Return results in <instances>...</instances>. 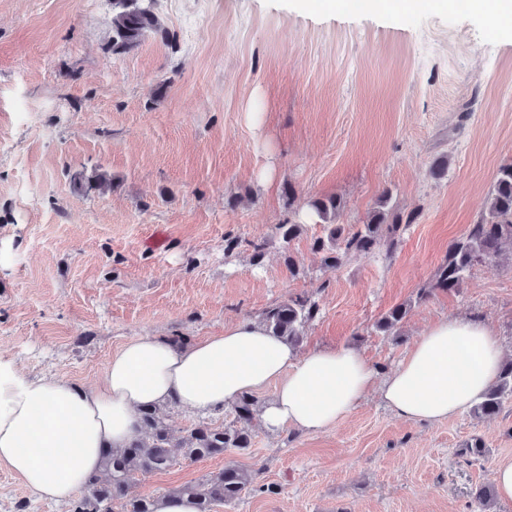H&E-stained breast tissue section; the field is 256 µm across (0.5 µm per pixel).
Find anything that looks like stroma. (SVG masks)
<instances>
[{
  "label": "stroma",
  "instance_id": "obj_1",
  "mask_svg": "<svg viewBox=\"0 0 512 512\" xmlns=\"http://www.w3.org/2000/svg\"><path fill=\"white\" fill-rule=\"evenodd\" d=\"M153 9L163 34L116 55L112 0H0V354L81 385L135 337L194 342L308 295L320 312L302 353L347 346L385 373L432 323L471 316L512 356L511 264H479L457 290L418 297L512 163V22L456 0H389L385 18L325 0ZM100 174L108 188L79 187ZM385 191L416 216L396 251L326 266L312 247L324 224L298 203L339 196L338 221L354 227ZM287 222L302 227L288 242L275 231ZM402 303L397 335L377 331ZM475 438L479 461L461 453ZM504 459L512 403L427 425L372 394L336 427L257 424L250 448L177 459L136 474L132 490L235 464L272 490L216 512H476L475 490ZM67 510L0 466V512Z\"/></svg>",
  "mask_w": 512,
  "mask_h": 512
}]
</instances>
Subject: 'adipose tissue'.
I'll use <instances>...</instances> for the list:
<instances>
[{
    "instance_id": "1",
    "label": "adipose tissue",
    "mask_w": 512,
    "mask_h": 512,
    "mask_svg": "<svg viewBox=\"0 0 512 512\" xmlns=\"http://www.w3.org/2000/svg\"><path fill=\"white\" fill-rule=\"evenodd\" d=\"M504 356L492 326L465 316L427 328L384 374L350 347L298 354L250 321L182 348L137 337L113 353L95 385L35 377L0 355V465L35 495L65 502L101 469L104 447L135 436L140 408L174 400L206 411L269 387L258 420L272 432L328 430L374 392L399 419L437 424L482 397Z\"/></svg>"
}]
</instances>
